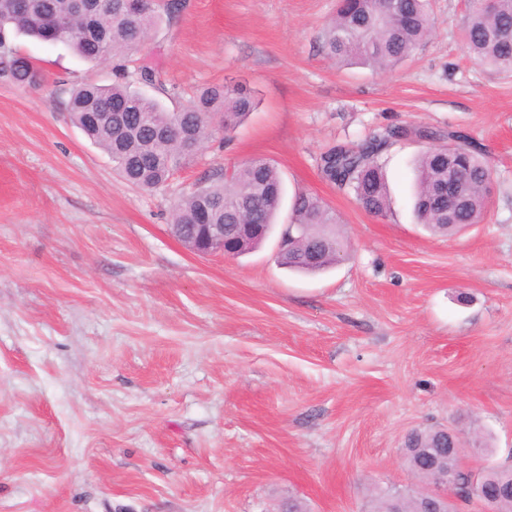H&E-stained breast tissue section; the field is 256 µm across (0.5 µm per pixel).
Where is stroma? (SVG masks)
<instances>
[{"label":"stroma","instance_id":"stroma-1","mask_svg":"<svg viewBox=\"0 0 512 512\" xmlns=\"http://www.w3.org/2000/svg\"><path fill=\"white\" fill-rule=\"evenodd\" d=\"M138 58L168 107L212 84L247 89V122L167 185H126L64 108L108 84L62 45L15 38L45 85L0 82V512H365L406 487L405 435L479 432L480 470L512 457V72L464 52L467 0H431L430 40L393 71L334 64L336 0H186ZM388 216L325 181L319 156L383 129ZM492 168L481 223L430 235L412 210L420 129ZM261 157L285 193L337 214L347 254L288 271L277 235L200 256L170 212L204 173Z\"/></svg>","mask_w":512,"mask_h":512}]
</instances>
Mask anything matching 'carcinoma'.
I'll return each instance as SVG.
<instances>
[{
	"label": "carcinoma",
	"mask_w": 512,
	"mask_h": 512,
	"mask_svg": "<svg viewBox=\"0 0 512 512\" xmlns=\"http://www.w3.org/2000/svg\"><path fill=\"white\" fill-rule=\"evenodd\" d=\"M184 0H144L136 15L125 13L121 0H95L88 16L77 12L74 0H0V81L29 89L39 88L43 71L9 42L8 35L43 40L45 31L58 26L60 43L77 57L112 65L110 85L85 84L73 89L67 101L70 121L107 154L125 182L142 190L166 184L205 143L221 132L235 129L256 108L255 99L241 88L215 84L196 94L189 104L169 109L159 100L133 88V81L161 83L150 66L129 70L131 55L162 18L177 19ZM429 0H337L333 17L324 28V45L338 62H354L378 72L392 70L410 57L432 34ZM464 48L480 66L512 70V0H499L487 11L472 2L464 20ZM397 132L374 134L352 147H332L318 161L322 177L349 189L359 206L385 216L390 200L383 178L382 153ZM414 215L432 234L453 236L479 223L488 203L487 160L467 144L447 150L430 146L415 164ZM466 178L465 207L448 222V193L452 181ZM283 195L277 168L262 158H251L230 172L208 171L200 185L182 194L172 211V230L183 244L193 243L204 224L224 225V243L243 254L259 246L274 226ZM292 223L301 231L288 233V245L279 263L302 273L323 272L342 259V235L332 209L318 196L302 192L292 204ZM259 230L245 236L242 225ZM440 430L415 429L404 443V460L419 488L401 492V508L415 512L419 489L436 481L430 457H444L451 478L460 485L468 473L459 469ZM482 493L497 501L498 512H512V467L488 473ZM392 500L384 490L370 495L367 512H391Z\"/></svg>",
	"instance_id": "1"
}]
</instances>
